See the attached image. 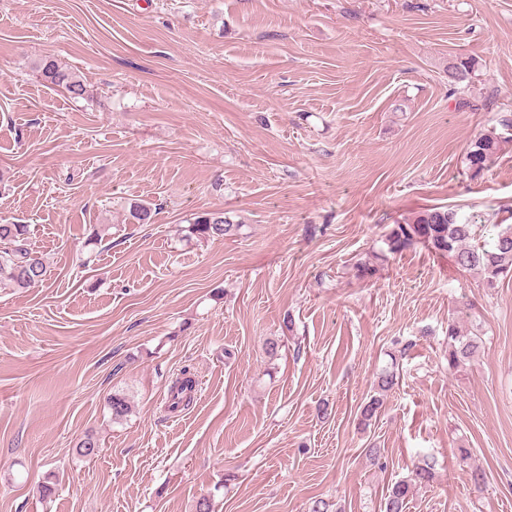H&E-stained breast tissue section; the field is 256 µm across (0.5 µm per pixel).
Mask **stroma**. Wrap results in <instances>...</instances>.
Here are the masks:
<instances>
[{
    "label": "stroma",
    "instance_id": "35a3bbf8",
    "mask_svg": "<svg viewBox=\"0 0 512 512\" xmlns=\"http://www.w3.org/2000/svg\"><path fill=\"white\" fill-rule=\"evenodd\" d=\"M48 56L93 100L40 80ZM455 60L493 111L459 107ZM504 113L512 0H0V220L33 225L48 267L0 286V512H194L206 494L214 512H381L424 458L406 512H512V279L485 287L421 247L356 275L433 206L485 239L512 224V141L480 177L462 163ZM133 199L152 223L127 222ZM216 208L237 235L185 239ZM464 298L484 344L453 371ZM185 366L197 397L166 416ZM475 64L469 61L451 62L448 64V83L452 94H461L468 88ZM375 394L365 401L359 408V419L362 424L370 425L380 416L384 401L389 392L398 384L397 373L392 359V366L383 369L376 376L374 382ZM434 473L432 464L423 459L416 464L410 474L396 481L389 489L384 501V512H404L410 496L418 485L430 483Z\"/></svg>",
    "mask_w": 512,
    "mask_h": 512
}]
</instances>
